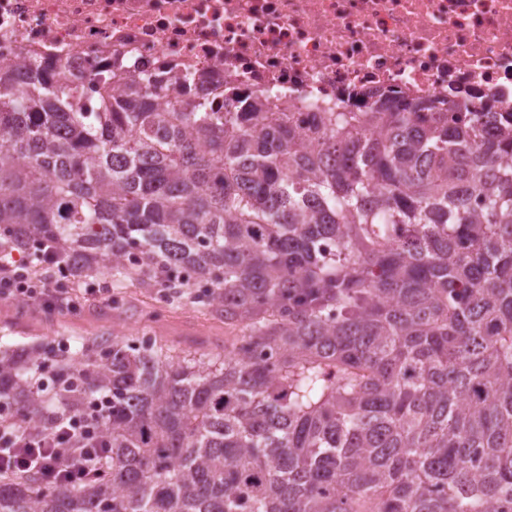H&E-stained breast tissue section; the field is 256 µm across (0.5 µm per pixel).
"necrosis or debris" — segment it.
<instances>
[{"label": "necrosis or debris", "instance_id": "1", "mask_svg": "<svg viewBox=\"0 0 512 512\" xmlns=\"http://www.w3.org/2000/svg\"><path fill=\"white\" fill-rule=\"evenodd\" d=\"M34 58L87 107L121 74L218 111L226 90L301 112L382 90L512 108V0H0V65Z\"/></svg>", "mask_w": 512, "mask_h": 512}]
</instances>
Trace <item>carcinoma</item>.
Instances as JSON below:
<instances>
[{
  "label": "carcinoma",
  "mask_w": 512,
  "mask_h": 512,
  "mask_svg": "<svg viewBox=\"0 0 512 512\" xmlns=\"http://www.w3.org/2000/svg\"><path fill=\"white\" fill-rule=\"evenodd\" d=\"M0 67V257L211 290L224 354L0 350V413L112 399L105 480L0 512H512V111L377 94L236 112Z\"/></svg>",
  "instance_id": "1"
}]
</instances>
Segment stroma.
<instances>
[{
  "label": "stroma",
  "instance_id": "35a3bbf8",
  "mask_svg": "<svg viewBox=\"0 0 512 512\" xmlns=\"http://www.w3.org/2000/svg\"><path fill=\"white\" fill-rule=\"evenodd\" d=\"M91 285L111 289V300L80 298L73 310L49 313L23 301L0 299V344L44 343L73 351L99 337L158 336L178 352L216 355L237 336L199 299L198 289L170 298L162 289L118 283L108 274Z\"/></svg>",
  "mask_w": 512,
  "mask_h": 512
}]
</instances>
